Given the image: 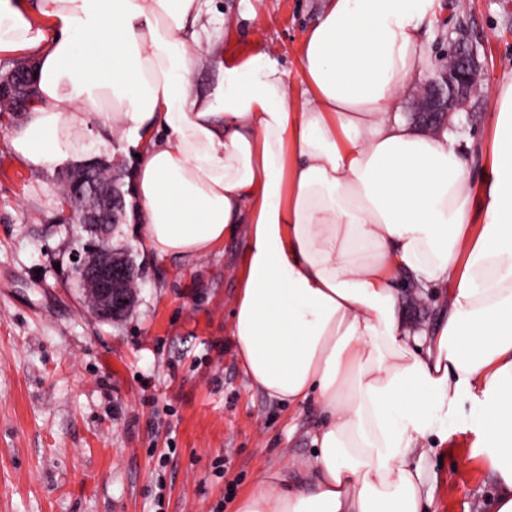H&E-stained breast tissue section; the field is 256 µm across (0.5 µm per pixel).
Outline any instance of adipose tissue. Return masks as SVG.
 Listing matches in <instances>:
<instances>
[{
  "mask_svg": "<svg viewBox=\"0 0 512 512\" xmlns=\"http://www.w3.org/2000/svg\"><path fill=\"white\" fill-rule=\"evenodd\" d=\"M439 0H325L303 89L260 51L208 59L203 0H0V54L33 55L36 102L9 132L51 172L124 140L145 250L192 266L243 234L230 333L250 382L316 404L312 482L263 473L234 512H428L421 466L460 399L512 512V79L495 87L480 175L448 128L399 103L432 66ZM411 291H404V284ZM445 291L433 325L408 298Z\"/></svg>",
  "mask_w": 512,
  "mask_h": 512,
  "instance_id": "obj_1",
  "label": "adipose tissue"
}]
</instances>
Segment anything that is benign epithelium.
Returning a JSON list of instances; mask_svg holds the SVG:
<instances>
[{"label":"benign epithelium","instance_id":"1","mask_svg":"<svg viewBox=\"0 0 512 512\" xmlns=\"http://www.w3.org/2000/svg\"><path fill=\"white\" fill-rule=\"evenodd\" d=\"M481 67L477 53L464 36L458 38L446 58L440 60L419 88L410 94L416 119L433 127H441L455 111L478 92ZM34 95L32 67L17 64L0 75V98L18 103V111L30 108ZM92 165L73 181L72 200L65 205L66 215L73 221L94 230L98 242L87 255L73 262L72 274L84 282L91 296L89 307L98 317L114 320L124 316L135 302L126 283L135 274L134 265L112 254L107 225L121 221L116 200L100 207L85 203L86 196L98 195V186L91 173Z\"/></svg>","mask_w":512,"mask_h":512}]
</instances>
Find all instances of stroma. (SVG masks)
Returning a JSON list of instances; mask_svg holds the SVG:
<instances>
[{
  "instance_id": "obj_1",
  "label": "stroma",
  "mask_w": 512,
  "mask_h": 512,
  "mask_svg": "<svg viewBox=\"0 0 512 512\" xmlns=\"http://www.w3.org/2000/svg\"><path fill=\"white\" fill-rule=\"evenodd\" d=\"M429 49L463 25L482 66L481 91L454 116L459 147L486 143L491 91L512 77V0H443ZM321 0H206L194 75L205 90L219 63L265 49L302 89L301 38ZM0 119V512H233L263 471L311 456L322 415L255 389L230 336L241 239L186 269L142 248L136 225H115L114 251L140 272L136 303L118 322L88 309L71 274L90 236L55 220L59 172L13 156ZM473 402L422 462L432 512H493L496 482L473 455Z\"/></svg>"
}]
</instances>
